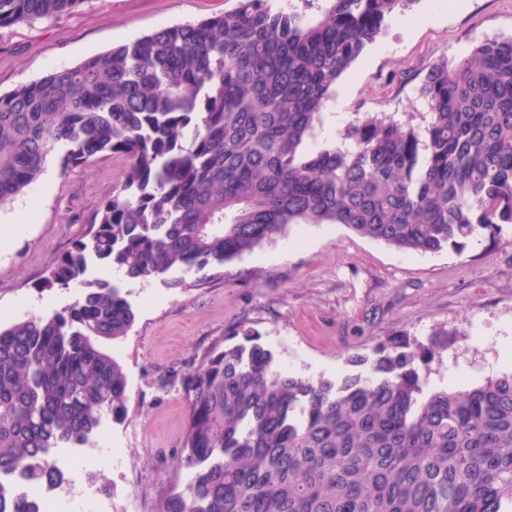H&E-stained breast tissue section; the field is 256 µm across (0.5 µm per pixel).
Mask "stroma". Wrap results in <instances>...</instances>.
Instances as JSON below:
<instances>
[{"instance_id": "1", "label": "stroma", "mask_w": 512, "mask_h": 512, "mask_svg": "<svg viewBox=\"0 0 512 512\" xmlns=\"http://www.w3.org/2000/svg\"><path fill=\"white\" fill-rule=\"evenodd\" d=\"M236 0H83L76 10L0 28V95L72 67L156 29L223 13ZM417 0L410 16L384 33L343 77L327 101L319 146L338 145L366 112L422 124L420 87L428 67L468 54L477 42L512 36V0H449L433 12ZM123 160L110 155L61 170L49 157L40 178L0 207V323L34 316V302L62 310L71 291L41 290L48 266L91 223L115 191ZM189 289L160 278L130 280L123 290L136 320L112 351L128 379V417L109 427L120 457L90 488L112 500V512L136 502L155 512L179 466L186 407L181 375L231 328L258 330L288 373L333 379L347 359L368 354L401 332L427 340L434 326L458 332L431 365L434 386L463 387L483 373L504 372L501 339L512 336V228L497 238L477 234L463 251L403 253L338 224H302L225 265L218 278L185 275Z\"/></svg>"}]
</instances>
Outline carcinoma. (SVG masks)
Instances as JSON below:
<instances>
[{
    "label": "carcinoma",
    "mask_w": 512,
    "mask_h": 512,
    "mask_svg": "<svg viewBox=\"0 0 512 512\" xmlns=\"http://www.w3.org/2000/svg\"><path fill=\"white\" fill-rule=\"evenodd\" d=\"M82 0H0V27ZM323 17L237 0L0 95V206L62 169L124 160L118 189L46 271L81 289L61 311L0 325V512H43L64 484L57 448H88L127 418V377L106 345L136 315L130 280L191 284L293 226L339 224L404 252L463 249L512 225V36L433 64L414 126L366 113L349 145L315 147L339 79L418 0H327ZM440 327L405 333L339 380L284 372L240 325L182 376L180 464L156 512H512V371L465 389L429 387Z\"/></svg>",
    "instance_id": "obj_1"
}]
</instances>
